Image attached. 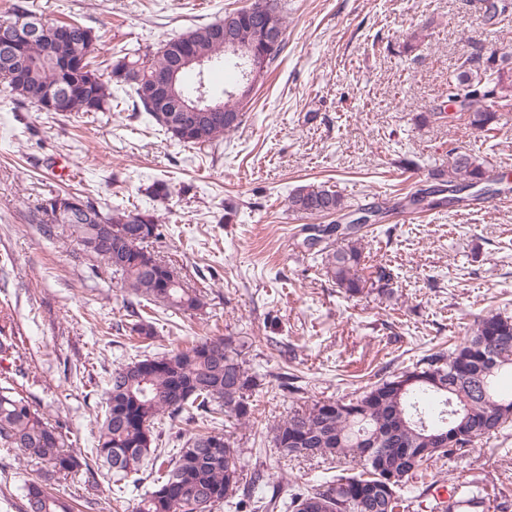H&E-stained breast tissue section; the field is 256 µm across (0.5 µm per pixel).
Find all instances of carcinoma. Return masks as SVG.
<instances>
[{"mask_svg": "<svg viewBox=\"0 0 512 512\" xmlns=\"http://www.w3.org/2000/svg\"><path fill=\"white\" fill-rule=\"evenodd\" d=\"M485 22L493 25L506 13L503 0H483ZM269 0H250L236 9L240 52L250 57L267 54L264 69L283 50L284 41L262 49L253 41V16ZM12 18L0 22V31L17 36L14 52L27 61L24 70L0 67L4 92L17 107L31 105L39 112H110L114 93L131 101V111L145 113L169 137L189 146L213 143L242 122L248 80L233 69V80L221 94L206 89L224 102L235 121H204L194 129L171 124L169 115L180 110L198 87L188 79L193 70L177 76V98L161 104L146 94L148 85L170 71L173 61L185 54L213 57L225 68L224 44L216 41L208 24L150 47L122 48L97 61L92 53L94 29L78 21L53 22L31 11L21 0L11 6ZM34 21L42 22L38 40L25 37ZM68 27L73 40L64 47L56 32ZM64 53L74 64L58 67L55 56ZM55 86L54 102H45L47 89ZM447 103L452 112L438 106L425 119L453 121L468 115V124L491 139L496 137L500 112H512V54L492 50L486 57L466 58L448 78ZM448 169L434 174L437 185L406 196L410 206L432 209L459 202L457 194L489 182L487 161L469 152L449 151ZM288 208L316 217L340 216L348 209L344 198L324 186H299L288 195ZM31 222L43 225L51 236L62 228L81 244L96 243L91 250L106 264L120 256L122 265L112 269L125 292L154 305L183 313L205 306L203 295L189 287L176 269L144 246L160 237L159 224L150 212L119 207L105 209L82 193L59 192L37 201ZM112 225V235L101 225ZM360 225L326 224L319 236L334 235L336 247L321 249L325 273L349 298H358L376 285L387 286L391 272L383 265H367L359 240ZM512 381V315L488 310L474 327L448 350L424 355L412 367L381 376L370 386L336 399L315 400L296 409L270 428L267 437L281 455L290 458H323L338 464L352 461L360 470L339 469L306 488L282 489L261 468L245 474L238 451L218 430L225 419L242 423L252 415L250 393L257 386L243 345L231 336H212L170 354L146 356L112 369L106 381L105 411L98 422L95 461L81 460L66 445L59 427L34 407L15 388L0 386V446L17 448L47 466L54 474L81 471L88 482L105 469L112 485L122 492L124 482L152 465V490L133 512H214L220 504L236 502L246 512H409V494L427 495L425 482L430 466L468 451L475 442L490 438L512 423V389L500 383ZM206 422L205 431L183 440L181 447H159L156 425L193 411ZM25 512H73L55 487L45 480L24 484ZM486 495L477 485H467L464 499L448 502L438 512H484Z\"/></svg>", "mask_w": 512, "mask_h": 512, "instance_id": "carcinoma-1", "label": "carcinoma"}]
</instances>
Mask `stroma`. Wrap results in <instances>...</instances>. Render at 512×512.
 Here are the masks:
<instances>
[{
	"instance_id": "stroma-1",
	"label": "stroma",
	"mask_w": 512,
	"mask_h": 512,
	"mask_svg": "<svg viewBox=\"0 0 512 512\" xmlns=\"http://www.w3.org/2000/svg\"><path fill=\"white\" fill-rule=\"evenodd\" d=\"M249 0H28L48 19L92 27L101 50L160 41L223 18ZM285 47L252 93L245 117L213 146L172 141L145 114L119 101L109 112L68 116L16 108L0 94V384L21 392L62 428L74 451L92 455L112 369L139 355L132 312L152 317L148 354L232 336L248 348L260 384L246 424H226L245 470L261 465L274 482L304 485L333 474L322 459L279 458L262 441L304 403L334 399L416 362L468 330L490 308L512 314V192L423 212L413 224L394 211L363 230L369 264L394 280L349 300L308 250L310 216L288 208L301 185H326L347 202L371 204L398 189L433 186L459 147L512 173V112L497 139L465 121L421 122L445 101L461 60L512 45V11L486 24L483 0H279ZM415 39L417 48L404 44ZM170 186L153 197L154 182ZM90 192L104 206L154 213L162 238L150 248L201 291L187 315L141 305L112 270L60 233L30 223L36 198ZM296 375L297 392L282 385ZM45 468L0 447V512H23L22 485ZM432 481L486 488L485 512H512V429L439 462ZM62 499L85 512H132L149 478L113 494L106 476H57Z\"/></svg>"
}]
</instances>
